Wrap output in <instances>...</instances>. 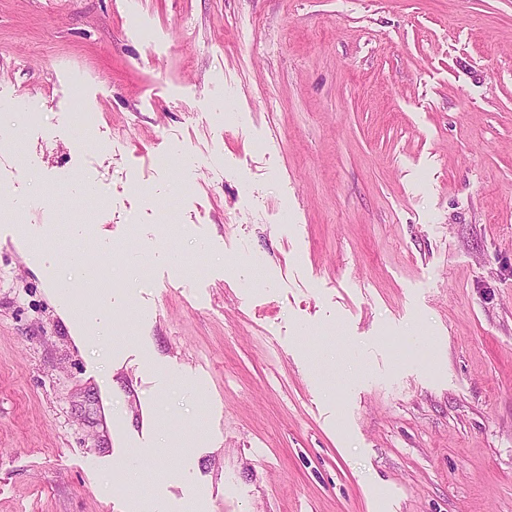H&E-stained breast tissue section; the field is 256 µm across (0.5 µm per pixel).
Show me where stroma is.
<instances>
[{"label":"stroma","instance_id":"35a3bbf8","mask_svg":"<svg viewBox=\"0 0 512 512\" xmlns=\"http://www.w3.org/2000/svg\"><path fill=\"white\" fill-rule=\"evenodd\" d=\"M1 138L0 512H512V0H0ZM83 282L85 285L88 284L89 288H84L82 293L92 294L98 297L94 304L85 307L82 320L77 324V328L80 332L87 334L90 327L96 326L103 320L100 307L101 303L109 299L111 288H106L104 280L93 275H86Z\"/></svg>","mask_w":512,"mask_h":512}]
</instances>
